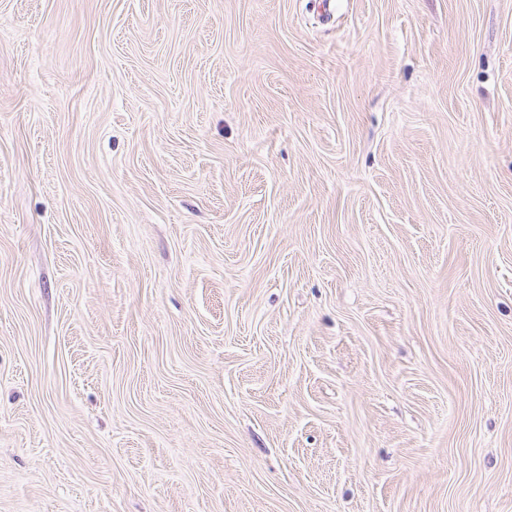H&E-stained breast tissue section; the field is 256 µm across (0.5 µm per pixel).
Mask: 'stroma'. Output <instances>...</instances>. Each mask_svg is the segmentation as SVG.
<instances>
[{
	"instance_id": "1",
	"label": "stroma",
	"mask_w": 512,
	"mask_h": 512,
	"mask_svg": "<svg viewBox=\"0 0 512 512\" xmlns=\"http://www.w3.org/2000/svg\"><path fill=\"white\" fill-rule=\"evenodd\" d=\"M0 512H512V0H0Z\"/></svg>"
}]
</instances>
